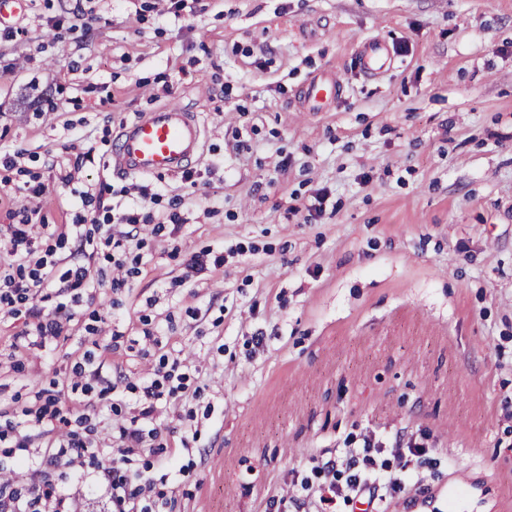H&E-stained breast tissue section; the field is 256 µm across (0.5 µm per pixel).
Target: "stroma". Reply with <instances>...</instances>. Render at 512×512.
<instances>
[{"label": "stroma", "instance_id": "obj_1", "mask_svg": "<svg viewBox=\"0 0 512 512\" xmlns=\"http://www.w3.org/2000/svg\"><path fill=\"white\" fill-rule=\"evenodd\" d=\"M12 32L0 155L46 186L45 223L91 220L78 194L106 184L184 203L177 233L128 241L124 288L94 254L70 336L15 356L31 318L0 311V417L86 352L133 383L179 359L162 512H274L366 435L429 449L389 512H512V0H31ZM373 38L396 60L377 79ZM325 71L338 98L301 111ZM174 103L205 126L196 184L115 171L122 128ZM207 249L223 267L185 278Z\"/></svg>", "mask_w": 512, "mask_h": 512}]
</instances>
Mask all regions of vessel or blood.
Listing matches in <instances>:
<instances>
[{
    "instance_id": "vessel-or-blood-1",
    "label": "vessel or blood",
    "mask_w": 512,
    "mask_h": 512,
    "mask_svg": "<svg viewBox=\"0 0 512 512\" xmlns=\"http://www.w3.org/2000/svg\"><path fill=\"white\" fill-rule=\"evenodd\" d=\"M393 64L383 42L367 44L363 65L373 77L385 73ZM338 83L329 76L311 79L304 99L316 105L335 97ZM204 143V124L198 113L177 106L160 107L124 126L112 155L116 171L125 175H165L184 169L200 153Z\"/></svg>"
}]
</instances>
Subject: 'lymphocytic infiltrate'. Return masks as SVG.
I'll return each instance as SVG.
<instances>
[{
    "label": "lymphocytic infiltrate",
    "mask_w": 512,
    "mask_h": 512,
    "mask_svg": "<svg viewBox=\"0 0 512 512\" xmlns=\"http://www.w3.org/2000/svg\"><path fill=\"white\" fill-rule=\"evenodd\" d=\"M119 196L136 195L134 208L116 212L113 204L104 196L81 192L83 206L94 208L104 214H116L118 223L125 230L120 237H107L105 244L113 250L112 265L118 276L114 287L124 286L135 272L129 266L126 243L137 237L142 225L153 224L155 230L164 225H179L182 218L178 212L180 199H173L170 210L161 221H154L146 214L149 203L155 202V194L147 187L138 189L121 187ZM0 239L7 243L8 260L0 269V304L7 307L27 306L33 318L32 326L24 339L18 340L17 349L29 344L46 345L68 332L74 319L68 303L58 302L52 311H43L36 299L44 289L55 283H63L70 289L87 288L92 283L89 266L75 262L67 269H60L56 257L57 247L67 240H75L76 254H94L96 245L90 235L84 234L80 225H73L71 231H64L55 224H5L0 226ZM46 240L45 250H38L37 240ZM179 362L170 367H157L153 375L139 383L128 384L127 389L135 396L136 415L117 427L115 440L118 456L111 466L99 465L98 457L103 449L96 436V428L89 422L91 411L97 410L106 395L115 392L117 381L105 377L102 368L96 365L91 355H83L71 368L70 390L73 403L80 413L78 429L58 433L49 450L42 458L24 465V488H15L12 479L0 481V512H73L69 494L56 490L52 476L60 467H67L77 477L89 478L108 498L112 512H153L150 502L154 484L145 472L129 468L132 456L148 454L158 456L165 453L164 444L159 441L160 431L156 426L159 409L170 405L178 391L186 387V374L180 373ZM41 404L35 409L23 410L20 418L7 419L0 423V443L24 450L27 439L18 437L19 428L42 426L54 421L67 423L68 418L61 408L62 398L55 388L40 392ZM381 443L364 439L362 447L348 451L344 469H337L335 461L329 460L316 467L317 475L323 481L316 488L319 501L326 508L335 507L337 502L363 501L371 512H385L387 497L401 489L403 479L393 476L391 460H402L401 446H394L391 459H383Z\"/></svg>",
    "instance_id": "1"
}]
</instances>
